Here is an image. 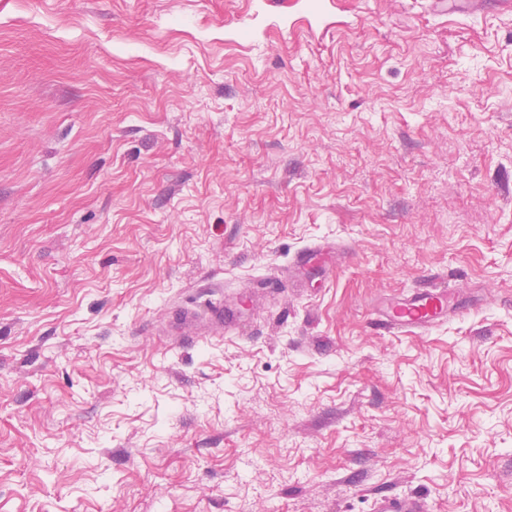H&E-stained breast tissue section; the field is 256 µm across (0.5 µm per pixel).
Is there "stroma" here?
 <instances>
[{"label":"stroma","instance_id":"35a3bbf8","mask_svg":"<svg viewBox=\"0 0 512 512\" xmlns=\"http://www.w3.org/2000/svg\"><path fill=\"white\" fill-rule=\"evenodd\" d=\"M458 8L0 0V512H512V12ZM430 279L488 301L369 324ZM352 258L349 248L339 243H320L306 248L296 259L292 260L288 266L290 275H299L301 270L313 261L316 262H332L335 258ZM169 328L171 343L180 346L187 340L205 343L238 332L239 318L236 308L222 301L206 304L204 313H199L195 305L181 307L172 313ZM427 504L418 497L385 498L375 502L373 512H427Z\"/></svg>","mask_w":512,"mask_h":512}]
</instances>
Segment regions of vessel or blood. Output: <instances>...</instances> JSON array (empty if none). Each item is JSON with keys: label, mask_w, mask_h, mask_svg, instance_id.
Masks as SVG:
<instances>
[{"label": "vessel or blood", "mask_w": 512, "mask_h": 512, "mask_svg": "<svg viewBox=\"0 0 512 512\" xmlns=\"http://www.w3.org/2000/svg\"><path fill=\"white\" fill-rule=\"evenodd\" d=\"M350 255L349 248L338 243L315 244L290 262L288 272L297 275L308 263H328L334 258L346 259ZM451 313L446 289L430 285L387 308L376 309L374 323L378 328L390 332L408 331L425 335L447 321ZM169 328L173 345L178 346L188 340L205 343L236 332L239 318L233 305L216 301L208 303L202 313L193 305L175 310L170 318ZM373 512H427V504L418 497L385 498L375 502Z\"/></svg>", "instance_id": "b4317fda"}]
</instances>
